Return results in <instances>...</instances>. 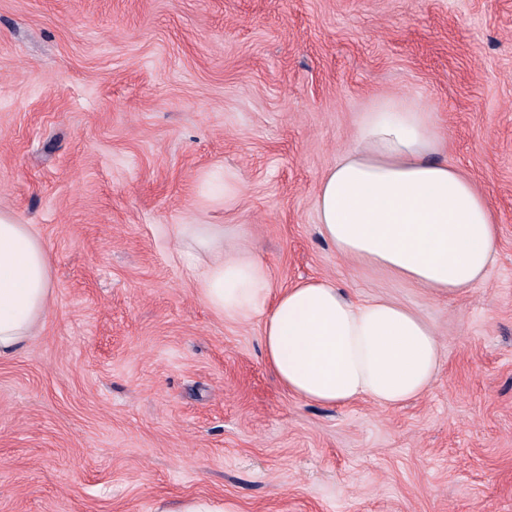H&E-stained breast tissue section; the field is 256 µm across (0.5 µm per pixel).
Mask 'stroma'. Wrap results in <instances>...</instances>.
<instances>
[{"label":"stroma","instance_id":"35a3bbf8","mask_svg":"<svg viewBox=\"0 0 512 512\" xmlns=\"http://www.w3.org/2000/svg\"><path fill=\"white\" fill-rule=\"evenodd\" d=\"M421 103L500 224L486 278L435 298L321 235L365 112ZM233 171L230 202L205 184ZM0 210L46 245L53 308L0 361V512H512V0H0ZM177 224H220L273 290L327 278L434 326L398 407H324L260 322L198 296ZM155 512H236L234 506L225 503L224 500H217L202 496H190L179 498L174 501H159Z\"/></svg>","mask_w":512,"mask_h":512}]
</instances>
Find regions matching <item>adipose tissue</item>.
Masks as SVG:
<instances>
[{
  "mask_svg": "<svg viewBox=\"0 0 512 512\" xmlns=\"http://www.w3.org/2000/svg\"><path fill=\"white\" fill-rule=\"evenodd\" d=\"M323 236L340 254L383 267L435 297L468 291L493 262L500 226L485 197L448 159L424 106L384 99L353 147L323 176ZM201 300L237 321L259 319L263 359L289 395L333 407H391L425 394L440 361L434 328L384 298L354 301L331 281L273 292L264 262L224 250L220 224H178ZM52 310L49 253L29 225L0 211V360L15 355Z\"/></svg>",
  "mask_w": 512,
  "mask_h": 512,
  "instance_id": "obj_1",
  "label": "adipose tissue"
}]
</instances>
